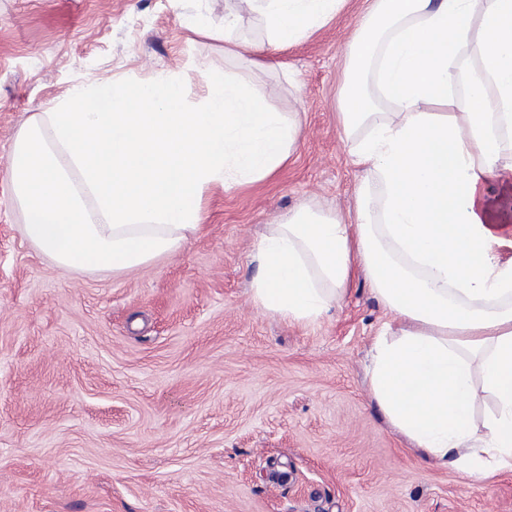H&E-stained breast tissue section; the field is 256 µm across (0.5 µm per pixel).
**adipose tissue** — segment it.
Masks as SVG:
<instances>
[{
	"label": "adipose tissue",
	"mask_w": 512,
	"mask_h": 512,
	"mask_svg": "<svg viewBox=\"0 0 512 512\" xmlns=\"http://www.w3.org/2000/svg\"><path fill=\"white\" fill-rule=\"evenodd\" d=\"M344 2L256 0L269 29L256 53L307 38ZM471 54L475 69L459 67ZM345 58L342 127L365 130L353 152L379 189H360L351 224L301 207L270 225L252 299L314 324L361 264L387 315L367 385L388 423L468 476L512 467V259L495 232L512 218L484 192L492 179L512 190V0H367ZM456 85L463 109L448 115ZM379 96L392 111L376 112Z\"/></svg>",
	"instance_id": "ef3b65f1"
}]
</instances>
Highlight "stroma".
Returning a JSON list of instances; mask_svg holds the SVG:
<instances>
[{"instance_id": "1", "label": "stroma", "mask_w": 512, "mask_h": 512, "mask_svg": "<svg viewBox=\"0 0 512 512\" xmlns=\"http://www.w3.org/2000/svg\"><path fill=\"white\" fill-rule=\"evenodd\" d=\"M237 6L0 0V512H512V469L425 461L371 400L385 311L362 269L315 324L252 301L268 225L302 205L353 219L339 88L363 0L259 67L224 52ZM202 66L296 121L284 166L207 192L181 249L129 270L66 271L23 238L6 161L28 122L117 78L181 76L196 105Z\"/></svg>"}]
</instances>
